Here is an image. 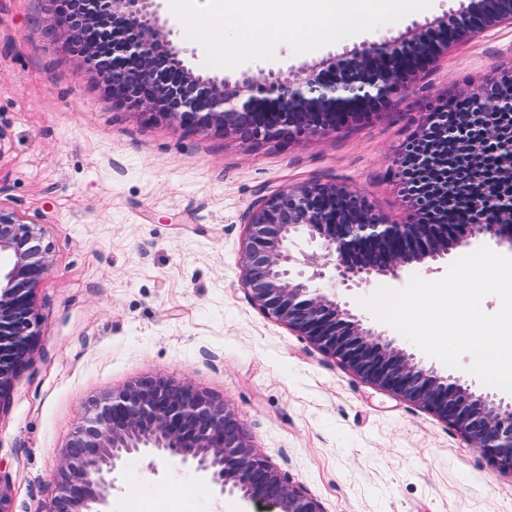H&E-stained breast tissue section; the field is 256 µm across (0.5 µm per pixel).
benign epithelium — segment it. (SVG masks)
<instances>
[{
	"instance_id": "1",
	"label": "benign epithelium",
	"mask_w": 512,
	"mask_h": 512,
	"mask_svg": "<svg viewBox=\"0 0 512 512\" xmlns=\"http://www.w3.org/2000/svg\"><path fill=\"white\" fill-rule=\"evenodd\" d=\"M68 46L88 64L112 101L188 130L215 128L244 141L292 142L326 137L399 102L419 74L453 47L500 26L512 27V0H470L431 31L366 41L328 69L290 81L268 73L234 85L195 73L158 24L154 0H50ZM512 78L440 99L424 114L405 149L401 176L417 206L397 221L346 185L307 181L288 186L247 215L244 285L265 315L334 357L362 380L432 412L512 474V401L478 394L459 379L427 370L383 335L366 328L330 287L399 277L415 263L489 238L512 250V193L483 174L488 147L512 176ZM460 221L448 223V207ZM296 235L321 254L299 258ZM0 393L27 359L34 337L33 292L49 265L41 232L0 209ZM305 265L310 274L293 269ZM160 456L193 469L224 494L238 492L261 512H321L254 451L240 416L188 383L148 377L92 399L56 472V494L43 512H107L133 456Z\"/></svg>"
}]
</instances>
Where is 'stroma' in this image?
<instances>
[{
    "label": "stroma",
    "mask_w": 512,
    "mask_h": 512,
    "mask_svg": "<svg viewBox=\"0 0 512 512\" xmlns=\"http://www.w3.org/2000/svg\"><path fill=\"white\" fill-rule=\"evenodd\" d=\"M468 0H433L398 22L233 69L157 0L159 24L188 67L230 83L272 71L296 78L363 41L426 28ZM512 70V27L490 30L421 73L396 105L286 147L189 132L112 102L68 50L45 0H0V208L36 224L50 266L33 297L28 362L0 393V484L10 512H40L88 401L145 376L190 383L238 411L252 445L322 512H512V475L417 404L378 390L253 305L242 283L246 215L284 187L349 185L376 208L408 213L393 178L436 95ZM461 256L414 265L336 299L423 367L484 385L469 356L450 367L361 306L379 287L441 279ZM138 501L124 499L132 481ZM108 512H254L165 458L130 460Z\"/></svg>",
    "instance_id": "obj_1"
}]
</instances>
